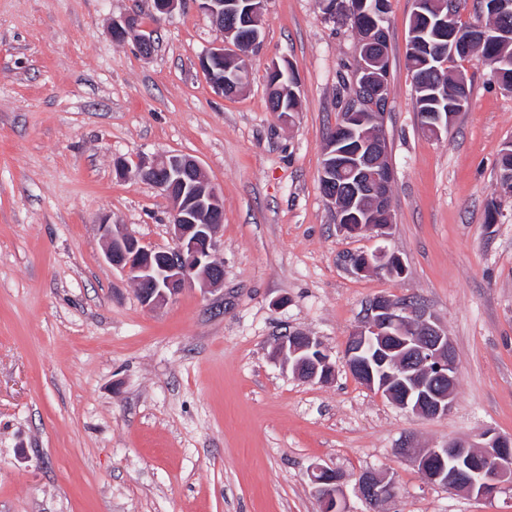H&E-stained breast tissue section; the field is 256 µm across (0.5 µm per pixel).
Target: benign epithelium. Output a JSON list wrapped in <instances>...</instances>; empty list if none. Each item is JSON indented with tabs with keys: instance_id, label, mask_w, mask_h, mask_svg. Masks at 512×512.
I'll return each instance as SVG.
<instances>
[{
	"instance_id": "1",
	"label": "benign epithelium",
	"mask_w": 512,
	"mask_h": 512,
	"mask_svg": "<svg viewBox=\"0 0 512 512\" xmlns=\"http://www.w3.org/2000/svg\"><path fill=\"white\" fill-rule=\"evenodd\" d=\"M266 0H195L198 9L208 15L224 32V39L213 43L199 58V67L210 75L211 84L221 95H233L244 85L249 59L243 51L261 44L264 3ZM389 0H374L367 13L375 29L385 34ZM235 24L224 30V17ZM138 28L137 20L124 16L112 20L113 40L122 41ZM512 32L479 24L461 36L452 33L451 51L461 52L478 41L508 40ZM387 75L374 68L356 46L352 100L342 126L336 128L324 149L320 175L327 202L338 205L335 173L349 168L356 176L351 185V205L357 199L372 202L383 223L371 228L386 237L393 223L391 188L394 171L388 161L387 148L378 137L383 129L388 97L376 99V111H362V90L385 82ZM454 114L431 115L424 130L433 137L448 131ZM358 139L354 153L337 150L343 133ZM143 182L159 189L169 202L173 245L153 248L136 236L123 231L121 225L102 220L99 227L107 262L125 273L135 284L138 298L147 309L161 306L183 290L200 285L210 289L224 282V265L214 256L216 237L223 222L222 194L206 180L203 169L193 157L168 153L142 162L134 171ZM357 274L385 272L403 274L400 258L386 247L370 254H358L351 261ZM275 357L283 364L313 381L327 382L335 373L329 354L313 337L290 332L280 337L274 347ZM349 372L365 386L411 413L427 418L448 414L457 381L454 348L448 333L416 302H396L387 296L376 298L367 320L352 333L344 354ZM401 455L414 457L428 482L449 490L463 489L480 498L492 496L512 476V438L492 430L482 434L475 444L466 438L448 442L442 448L415 451L409 445L398 449ZM311 492L324 512H345L341 488L334 471L315 465L309 473ZM363 500L376 510L395 496L393 482L374 473L357 479Z\"/></svg>"
}]
</instances>
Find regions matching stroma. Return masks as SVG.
<instances>
[{
    "label": "stroma",
    "mask_w": 512,
    "mask_h": 512,
    "mask_svg": "<svg viewBox=\"0 0 512 512\" xmlns=\"http://www.w3.org/2000/svg\"><path fill=\"white\" fill-rule=\"evenodd\" d=\"M412 10L390 0L383 240L341 229L321 192L355 58L321 0H267L246 86L226 98L198 66L221 34L194 0L164 17L153 0H0V512H319L316 464L337 472L347 512H370L366 472L399 488L380 512H512V483L480 499L428 483L398 452L512 437V198L498 168L512 90L466 62L469 106L429 137L406 66ZM126 15L153 31L150 56L113 40ZM274 59L300 84L289 122L269 109ZM166 153L193 156L223 194L224 282L148 309L106 261L98 220L171 246L165 197L113 167ZM381 246L402 275L351 271L349 255ZM380 296L416 300L447 331V415L409 413L347 370L346 343ZM291 332L321 342L330 381L275 358Z\"/></svg>",
    "instance_id": "stroma-1"
}]
</instances>
